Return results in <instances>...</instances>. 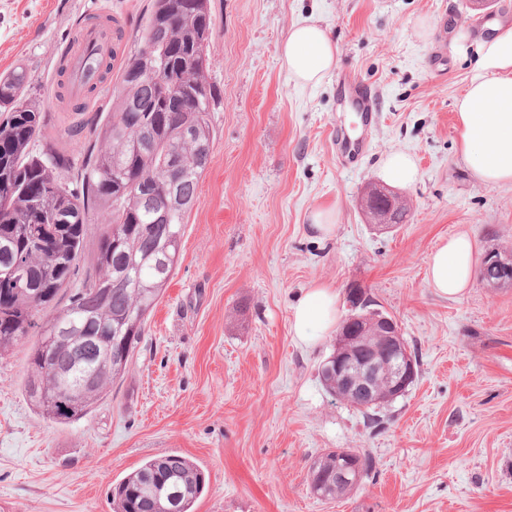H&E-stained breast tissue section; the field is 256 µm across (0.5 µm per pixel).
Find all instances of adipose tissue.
Segmentation results:
<instances>
[{
	"label": "adipose tissue",
	"instance_id": "1",
	"mask_svg": "<svg viewBox=\"0 0 512 512\" xmlns=\"http://www.w3.org/2000/svg\"><path fill=\"white\" fill-rule=\"evenodd\" d=\"M289 76L315 84L335 68L337 47L317 22L294 25L280 49ZM476 74L457 99L460 154L473 177L485 185L512 184V27L479 41ZM475 243L461 232L438 245L427 261V279L441 296L457 299L471 284ZM340 318L338 293L323 282L302 289L290 319L294 340L316 345Z\"/></svg>",
	"mask_w": 512,
	"mask_h": 512
}]
</instances>
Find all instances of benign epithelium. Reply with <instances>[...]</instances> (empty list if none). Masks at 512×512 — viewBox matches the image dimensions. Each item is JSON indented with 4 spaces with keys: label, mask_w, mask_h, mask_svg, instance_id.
<instances>
[{
    "label": "benign epithelium",
    "mask_w": 512,
    "mask_h": 512,
    "mask_svg": "<svg viewBox=\"0 0 512 512\" xmlns=\"http://www.w3.org/2000/svg\"><path fill=\"white\" fill-rule=\"evenodd\" d=\"M172 177L168 188V206L180 209L183 199L178 193V161L169 159ZM372 192L365 193L359 199L360 209L368 216L369 223L380 230L392 228L393 214L403 202V195L382 185L371 186ZM483 261L498 267L502 274H512V250H491ZM351 313L345 319L336 334V349L324 363L325 372H336V396L348 391L369 406L379 401L380 394L373 391L374 383L384 381L393 395L403 393L417 376L414 361L401 337V329L395 318L380 310H367V298L352 296L348 299ZM359 336H385L390 344L377 349L370 358H354L350 344ZM336 479L349 485L358 480L357 467L344 449L336 451Z\"/></svg>",
    "instance_id": "benign-epithelium-1"
}]
</instances>
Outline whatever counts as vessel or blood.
Instances as JSON below:
<instances>
[{
    "instance_id": "b4317fda",
    "label": "vessel or blood",
    "mask_w": 512,
    "mask_h": 512,
    "mask_svg": "<svg viewBox=\"0 0 512 512\" xmlns=\"http://www.w3.org/2000/svg\"><path fill=\"white\" fill-rule=\"evenodd\" d=\"M94 57H112V17L108 14L85 21L67 51L65 70V93L68 99H82L89 88L103 89L100 71L90 60ZM351 103L359 112L363 125H370L373 116V101L369 90L355 85Z\"/></svg>"
}]
</instances>
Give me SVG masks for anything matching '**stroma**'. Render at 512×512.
Returning a JSON list of instances; mask_svg holds the SVG:
<instances>
[{"label": "stroma", "mask_w": 512, "mask_h": 512, "mask_svg": "<svg viewBox=\"0 0 512 512\" xmlns=\"http://www.w3.org/2000/svg\"><path fill=\"white\" fill-rule=\"evenodd\" d=\"M152 0H0V73L27 67L60 130L84 113L57 97V62L80 20L111 12L118 58ZM207 81L215 90L211 161L183 228L173 278L124 377L84 421L61 425L26 399L29 342L0 357V512H112L113 485L146 460L178 453L208 475L194 512H512V287L473 279L450 300L430 288L427 260L460 232L477 254L512 245V185L478 183L458 151L454 101L473 77L491 21L512 26V0H208ZM315 19L338 62L315 86L292 81L280 46ZM368 84L377 111L359 164L336 157L356 127L350 90ZM414 156L401 187L406 223L373 230L358 201L380 160ZM336 211L315 237L309 213ZM321 280L364 288L414 347L418 376L377 410L379 427L334 399L319 371L333 337L311 348L290 334L302 288ZM354 448L374 468L356 489L323 500L309 488L324 454Z\"/></svg>", "instance_id": "obj_1"}]
</instances>
